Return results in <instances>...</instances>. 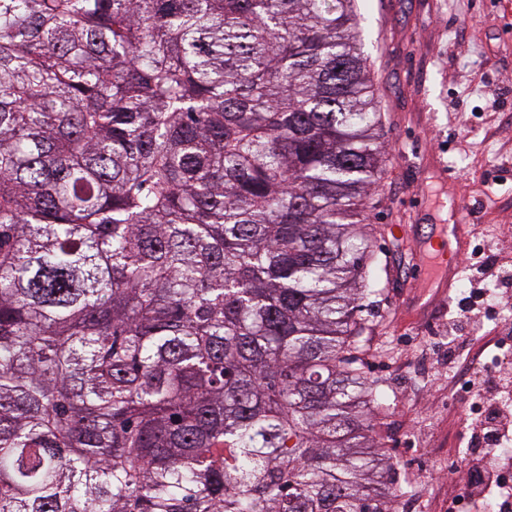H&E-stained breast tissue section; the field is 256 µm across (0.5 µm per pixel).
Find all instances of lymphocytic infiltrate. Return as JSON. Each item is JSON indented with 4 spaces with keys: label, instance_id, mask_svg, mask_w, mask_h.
Masks as SVG:
<instances>
[{
    "label": "lymphocytic infiltrate",
    "instance_id": "obj_1",
    "mask_svg": "<svg viewBox=\"0 0 512 512\" xmlns=\"http://www.w3.org/2000/svg\"><path fill=\"white\" fill-rule=\"evenodd\" d=\"M484 292L476 288L457 304L452 331L472 329L465 346L448 350V388L463 392L485 406L486 414L474 416L465 409L459 433L477 455L475 464L448 472L449 512H470L475 497L494 493L499 512H512V342L485 329Z\"/></svg>",
    "mask_w": 512,
    "mask_h": 512
}]
</instances>
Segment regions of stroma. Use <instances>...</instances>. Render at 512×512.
I'll use <instances>...</instances> for the list:
<instances>
[{"instance_id": "35a3bbf8", "label": "stroma", "mask_w": 512, "mask_h": 512, "mask_svg": "<svg viewBox=\"0 0 512 512\" xmlns=\"http://www.w3.org/2000/svg\"><path fill=\"white\" fill-rule=\"evenodd\" d=\"M361 39L380 97L387 161L369 213L388 273L364 336L367 372L387 399L375 432L413 512H441L448 464L463 454L460 403L448 396V299L415 274L431 225H496L512 253V0H358ZM495 195L485 193V182Z\"/></svg>"}]
</instances>
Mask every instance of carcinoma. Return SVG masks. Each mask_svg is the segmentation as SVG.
I'll use <instances>...</instances> for the list:
<instances>
[{
	"mask_svg": "<svg viewBox=\"0 0 512 512\" xmlns=\"http://www.w3.org/2000/svg\"><path fill=\"white\" fill-rule=\"evenodd\" d=\"M359 25L0 0V512H395Z\"/></svg>",
	"mask_w": 512,
	"mask_h": 512,
	"instance_id": "obj_1",
	"label": "carcinoma"
}]
</instances>
